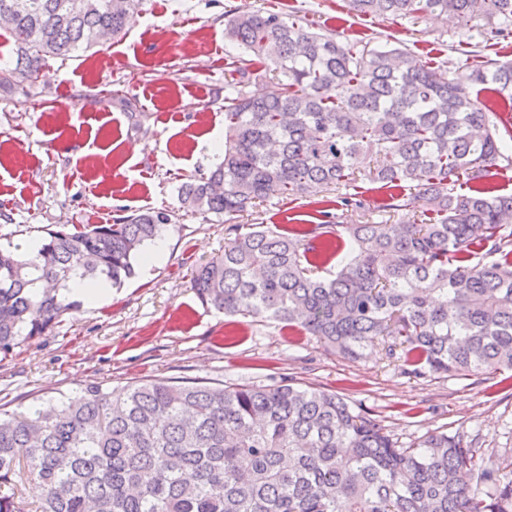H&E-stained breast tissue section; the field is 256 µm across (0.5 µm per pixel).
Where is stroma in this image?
I'll use <instances>...</instances> for the list:
<instances>
[{
	"label": "stroma",
	"instance_id": "35a3bbf8",
	"mask_svg": "<svg viewBox=\"0 0 512 512\" xmlns=\"http://www.w3.org/2000/svg\"><path fill=\"white\" fill-rule=\"evenodd\" d=\"M275 10L330 35L371 45L394 37L429 65L462 66L459 37L443 18L357 16L346 0H147L126 35L83 56L50 61L0 85V246L41 241L62 224H108L150 207L168 211L164 255L98 304L61 315L47 333L0 353V407L99 385L146 379L267 385L288 378L336 393L400 446L432 432L461 434L485 464L512 456V379L494 373H407L375 350L352 361L315 337L265 318L229 317L204 305L193 265L220 254L230 223L298 224L336 218V194L271 195L233 222L183 210V183L209 173L207 137L224 129V99L238 75L224 22Z\"/></svg>",
	"mask_w": 512,
	"mask_h": 512
}]
</instances>
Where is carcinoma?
I'll return each mask as SVG.
<instances>
[{"mask_svg": "<svg viewBox=\"0 0 512 512\" xmlns=\"http://www.w3.org/2000/svg\"><path fill=\"white\" fill-rule=\"evenodd\" d=\"M357 15H436L461 37L512 31V0H347ZM145 0H0L16 50L0 83L116 38ZM241 50L224 106L222 160L181 186L183 208L228 218L271 194L340 189L364 171L386 189L378 224L351 194L334 224L301 231L233 225L224 252L197 266L199 300L228 316L300 327L337 353L369 347L410 372H512V194L482 183L512 169V124L472 94L512 100V60L432 68L391 41L321 36L294 15L248 11L225 23ZM261 66L281 92L244 88ZM423 207L408 210L402 189ZM171 215L131 211L110 224H65L31 259L0 248V351L46 333L80 301L72 277L121 286ZM341 257L317 276L313 240ZM38 512H512V459L483 464L458 434L403 448L344 398L290 380L210 385L147 379L91 386L0 417V487ZM0 512H25L0 493Z\"/></svg>", "mask_w": 512, "mask_h": 512, "instance_id": "cac0c4a2", "label": "carcinoma"}]
</instances>
